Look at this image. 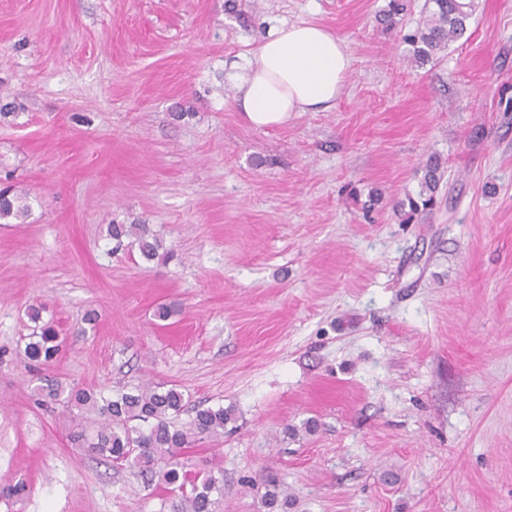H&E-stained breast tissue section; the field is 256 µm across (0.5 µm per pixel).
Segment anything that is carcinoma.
Wrapping results in <instances>:
<instances>
[{"label": "carcinoma", "mask_w": 512, "mask_h": 512, "mask_svg": "<svg viewBox=\"0 0 512 512\" xmlns=\"http://www.w3.org/2000/svg\"><path fill=\"white\" fill-rule=\"evenodd\" d=\"M428 16L414 33L403 37L410 46L411 62L424 66L438 60V55L448 45L464 36L476 11L475 0H427ZM438 169L429 165L421 170L417 198L408 199L410 210L426 209L434 203L439 177ZM27 213L19 204V198L10 191L0 190V220L20 218ZM109 236L121 241L134 235L140 253L154 258L161 247L160 240L150 234L144 224H111ZM35 340L25 347L29 361L46 364L59 353L62 342L49 323L34 333ZM67 392L65 404L78 409H93L104 417V423L91 435L86 436L87 447L112 457L115 461L132 460L133 464L151 472L161 473L165 488L176 499L173 512H213L212 493L220 489L221 479L214 473L192 472L178 460L179 449L190 443V433L174 426L173 418L186 405L184 394L177 388L160 383L136 386L132 391L123 389L115 397L99 398L85 389L71 388L66 391L59 384L50 383L41 394L56 400ZM139 420L146 426H136ZM234 420L232 409L205 408L196 411L193 431L197 434L218 437L224 435V427Z\"/></svg>", "instance_id": "1"}]
</instances>
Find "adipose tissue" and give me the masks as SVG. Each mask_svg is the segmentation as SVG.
I'll use <instances>...</instances> for the list:
<instances>
[{
	"mask_svg": "<svg viewBox=\"0 0 512 512\" xmlns=\"http://www.w3.org/2000/svg\"><path fill=\"white\" fill-rule=\"evenodd\" d=\"M351 67L341 37L313 22L269 30L254 66L230 73L245 119L263 128L284 124L292 113L335 105Z\"/></svg>",
	"mask_w": 512,
	"mask_h": 512,
	"instance_id": "adipose-tissue-1",
	"label": "adipose tissue"
}]
</instances>
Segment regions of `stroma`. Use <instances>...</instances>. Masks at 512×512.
<instances>
[{
	"instance_id": "obj_1",
	"label": "stroma",
	"mask_w": 512,
	"mask_h": 512,
	"mask_svg": "<svg viewBox=\"0 0 512 512\" xmlns=\"http://www.w3.org/2000/svg\"><path fill=\"white\" fill-rule=\"evenodd\" d=\"M404 2L389 30L388 0H0V185L28 208L0 222V485L25 484L0 512H171L52 379L176 386L180 428L232 409L181 455L222 472L215 512H268L269 475L283 512H512V0L421 67ZM299 21L345 40L344 87L254 127L228 75ZM420 171L422 175L419 179L417 199L411 197L408 199L410 210L413 212L418 211L420 208L427 209L433 205L434 193L439 182L437 167L426 165V167ZM108 233L118 243L121 242L123 237L135 235L140 253L147 259L154 258L162 246L160 240L153 234H150V231L144 224H111L108 227ZM35 340L25 347V354L29 361L46 364L51 362L59 353L62 342L53 326L49 323L40 327V333H33ZM234 420L232 409H198L193 419L194 434H202L210 437L223 436L224 427Z\"/></svg>"
}]
</instances>
